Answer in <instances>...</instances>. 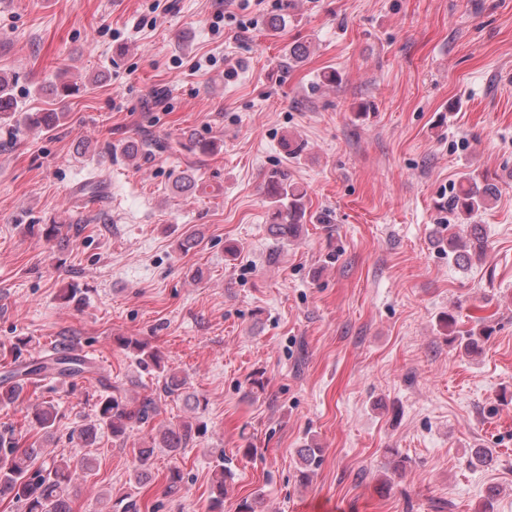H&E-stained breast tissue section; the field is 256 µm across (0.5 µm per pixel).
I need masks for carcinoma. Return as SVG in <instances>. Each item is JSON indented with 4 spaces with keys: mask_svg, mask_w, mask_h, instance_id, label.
I'll use <instances>...</instances> for the list:
<instances>
[{
    "mask_svg": "<svg viewBox=\"0 0 512 512\" xmlns=\"http://www.w3.org/2000/svg\"><path fill=\"white\" fill-rule=\"evenodd\" d=\"M67 74L68 68L59 69L62 82L52 89L62 104L77 90L75 83L64 80ZM11 85L12 78L0 73V115L13 111L10 102ZM63 115L62 111L36 112L30 121L38 128L49 130L59 124ZM265 190L272 200L269 213L271 231L286 241L298 239L306 210V193L278 170L266 176ZM496 192L494 178L489 175L484 176L481 184L475 179L468 180L460 184L448 198V209L468 221L489 206ZM486 252L487 242L481 236L477 224L469 223L466 230L448 235V255L456 262L468 261L473 256L481 259ZM115 343L133 350L143 368L163 373L160 393L131 398L120 387L109 382L103 383L104 391L95 405L94 420L69 433V440L84 448L95 444L97 434L102 429L111 433L112 440L124 443L133 431L151 426L159 415V402L163 396L174 400L181 398L185 404L195 408L200 406L199 396L186 391V380L175 373L165 372L163 357L148 343L120 336L115 338ZM29 345L30 340L21 338L9 350L13 368L0 375L2 406L20 401L27 385L44 374L51 373L66 380L94 373L93 367L84 358L72 354L66 343L53 346L52 357L45 360L24 358L23 351ZM58 417L54 402L44 401L33 409L30 427L49 437L53 434ZM198 434L199 429L189 421L160 427L149 444L132 448L139 464L137 479L147 476L155 449L163 448L175 457L194 442ZM299 456V479L306 482L322 462V449L302 448ZM93 472L94 457L90 454L47 458L38 441L30 443L23 433L10 429L0 432V500L9 499L21 505L22 512H73L75 484ZM215 476L207 512H224V466H218Z\"/></svg>",
    "mask_w": 512,
    "mask_h": 512,
    "instance_id": "obj_1",
    "label": "carcinoma"
}]
</instances>
